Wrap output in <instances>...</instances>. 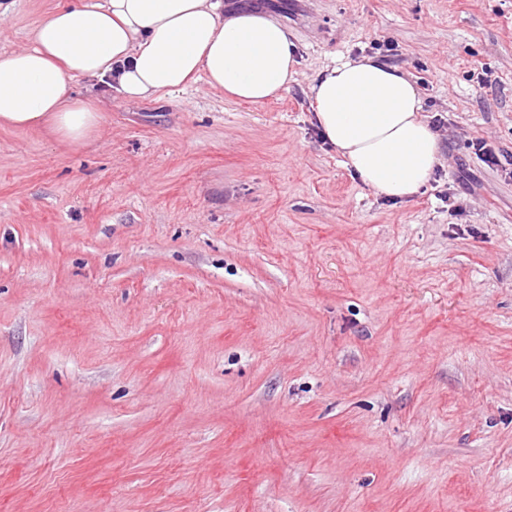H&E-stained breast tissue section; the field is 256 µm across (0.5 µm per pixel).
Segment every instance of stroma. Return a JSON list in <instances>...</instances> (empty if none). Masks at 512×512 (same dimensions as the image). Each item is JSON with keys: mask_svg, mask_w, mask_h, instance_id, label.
I'll return each instance as SVG.
<instances>
[{"mask_svg": "<svg viewBox=\"0 0 512 512\" xmlns=\"http://www.w3.org/2000/svg\"><path fill=\"white\" fill-rule=\"evenodd\" d=\"M72 2L0 0V50ZM239 4L277 97L79 79L84 143L0 127V512H512V174L469 146L512 154V0ZM373 55L442 145L403 202L313 121Z\"/></svg>", "mask_w": 512, "mask_h": 512, "instance_id": "35a3bbf8", "label": "stroma"}]
</instances>
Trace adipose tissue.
I'll return each instance as SVG.
<instances>
[{"label": "adipose tissue", "mask_w": 512, "mask_h": 512, "mask_svg": "<svg viewBox=\"0 0 512 512\" xmlns=\"http://www.w3.org/2000/svg\"><path fill=\"white\" fill-rule=\"evenodd\" d=\"M300 62L287 28L224 0H75L28 33V45L0 51V124L50 125L78 145L98 128L90 102L75 98L79 78L112 80L132 99L184 89L197 76L229 97L260 103L287 90ZM310 94L325 140L376 194L410 198L441 163L422 99L399 68L375 57L336 62Z\"/></svg>", "instance_id": "1"}]
</instances>
